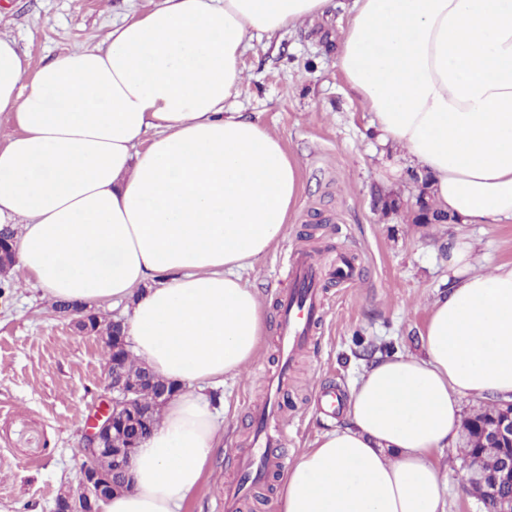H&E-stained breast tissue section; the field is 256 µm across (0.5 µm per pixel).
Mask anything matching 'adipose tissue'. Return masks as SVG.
I'll list each match as a JSON object with an SVG mask.
<instances>
[{"label":"adipose tissue","mask_w":512,"mask_h":512,"mask_svg":"<svg viewBox=\"0 0 512 512\" xmlns=\"http://www.w3.org/2000/svg\"><path fill=\"white\" fill-rule=\"evenodd\" d=\"M334 7L160 0L32 75L0 39V223L22 228L20 266L53 300L124 306L133 353L181 387L131 460L132 491L102 512H180L220 445L209 391L265 334L243 275L300 189L281 140L224 103L254 35ZM336 64L439 207L512 222V0H352ZM422 348L356 378L345 422L284 476L279 512H445L436 456L462 398L512 397V264L477 271L456 239Z\"/></svg>","instance_id":"adipose-tissue-1"}]
</instances>
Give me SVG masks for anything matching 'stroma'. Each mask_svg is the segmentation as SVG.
<instances>
[{"label": "stroma", "instance_id": "stroma-1", "mask_svg": "<svg viewBox=\"0 0 512 512\" xmlns=\"http://www.w3.org/2000/svg\"><path fill=\"white\" fill-rule=\"evenodd\" d=\"M157 2L0 0V37L17 43L33 73ZM340 2L330 15L254 38L241 57L243 80L225 103L280 138L299 166L301 188L283 239L248 274L265 307L266 333L242 375L214 391L224 445L182 512H224V489L239 481V457L252 448L267 380L278 369L279 300L293 286L284 256L293 247L311 246L329 260L350 253L358 278L345 286L322 277L323 318L277 397L290 466L343 422V415L325 413L318 397L348 392L369 366L357 343L422 354L421 334L448 282L449 241L469 238L478 269L512 263V222L414 223L420 184L407 153L375 138L371 114L336 65L334 46L350 18V0ZM389 194L401 197L399 213L383 210ZM7 278L15 286L0 296V512H51L59 489L77 484L83 436L108 395L103 345L79 333L20 266ZM464 446L457 436L439 459L445 512H480L466 490Z\"/></svg>", "mask_w": 512, "mask_h": 512}]
</instances>
